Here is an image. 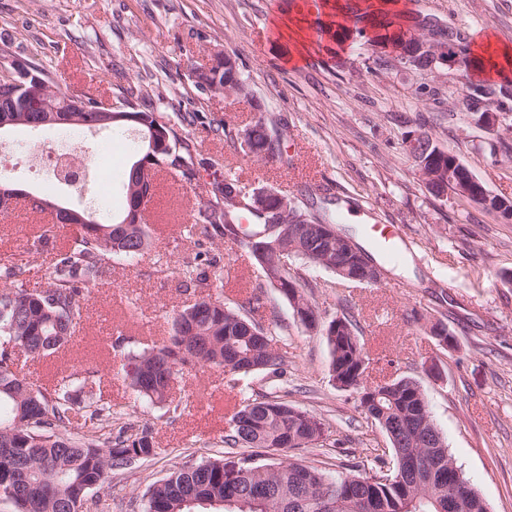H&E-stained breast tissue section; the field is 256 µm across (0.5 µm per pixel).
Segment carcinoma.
I'll use <instances>...</instances> for the list:
<instances>
[{"label": "carcinoma", "instance_id": "obj_1", "mask_svg": "<svg viewBox=\"0 0 512 512\" xmlns=\"http://www.w3.org/2000/svg\"><path fill=\"white\" fill-rule=\"evenodd\" d=\"M398 2L368 0L366 13L374 19L369 41L384 54L400 51L414 57L416 65L428 66L425 53L406 39L413 27L387 20L400 16ZM458 51L467 61L461 69V97L477 102L499 92L507 98L504 88L469 78V71L485 67V58L475 55L467 43H458ZM222 78L227 85L224 97L236 95L241 73L228 53L224 54ZM84 103L83 109L68 113L65 126L127 125L124 120H112L108 112L97 111L96 99L86 97ZM137 116L139 121L133 126L143 131L162 121L169 140L181 144L179 155L185 163L161 166L144 178L134 172V163H128L123 173L124 209L107 222L96 219L82 225L72 243L57 251L47 287L31 291L19 287L17 282L25 273L20 266L0 272V484L16 477L23 484L22 493L11 498L16 512H66L69 504L80 512L91 490L112 489L118 472L155 452L151 426L112 410V401L79 373L50 384L27 377L16 367L19 351L40 359L65 349L83 321L81 286L97 281L111 263L132 265L143 255L149 246L146 210L131 224L123 220L139 206L141 197H154L159 174L186 184L197 180L193 144L182 133L191 115L179 112L173 119L145 98ZM36 117L21 101L13 111L0 112V120L9 121L11 129L25 128ZM268 130L260 117L243 128L224 125V138L262 149ZM456 159L434 143L424 162L449 167ZM235 192L247 193V186L236 176L212 185L211 199L199 211L206 237L247 249L266 278L284 285L280 293L292 308L318 314L303 277L281 263L282 251L296 241L293 235L278 232L262 238L268 243L278 240V247L259 260L251 238L265 232L266 216L234 203ZM466 201L508 215L490 194L472 195ZM299 244L313 254L311 259L296 255L301 262L326 271L339 265L336 242L308 238ZM214 264L216 257L209 251L197 252L184 273L186 288L208 287V268ZM257 305V297L234 305L217 298L203 299L174 314L169 336L161 343L124 355L125 379L137 396L150 406H171L175 412L179 405L170 399V391L189 368H227L242 377H266L264 389L242 400L233 414L224 432L228 451L219 458L179 467L150 484L142 495L144 512H195V503L232 498L235 506H224L222 512H448L450 494L454 495L453 512H488L448 452L420 384L409 377L364 383L366 356L346 316L321 320L308 329L318 330L327 343L336 387L366 394L360 407L386 435L389 447L373 449V457L350 464L348 471L335 477L289 456V451L298 448H340L345 440L280 395L279 380L287 372L288 357L276 347L271 329L252 317ZM412 318L424 322L437 343L448 342V336L438 334V328L446 326L443 319L418 310ZM240 448H260L264 454L240 453ZM373 469L376 474L367 475Z\"/></svg>", "mask_w": 512, "mask_h": 512}]
</instances>
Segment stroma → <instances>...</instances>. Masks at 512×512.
<instances>
[{"mask_svg": "<svg viewBox=\"0 0 512 512\" xmlns=\"http://www.w3.org/2000/svg\"><path fill=\"white\" fill-rule=\"evenodd\" d=\"M364 0H0V64L33 61L57 86L101 101L139 103L196 113L187 132L198 179L159 188L147 205L150 245L139 264L106 267L84 299L85 318L60 354L29 363L31 378L50 380L81 371L102 381L104 395L130 419L150 424L156 453L114 478L112 490H91L84 512H141L148 484L186 463L224 453V431L235 403L259 390L261 376H233L196 367L174 391L177 413L143 407L124 382L125 348L152 344L169 330L174 311L212 295L225 302L260 298L258 321L275 327L288 356V401L340 428L348 441L329 456L308 449L296 457L332 470L362 457L364 439L387 445L368 429L356 390H341L329 372L322 336L306 330L288 302L254 266L244 248L210 243L221 258L210 288L190 291L183 270L199 250L194 225L212 183L235 174L252 187L270 186L309 214L339 215L342 231L373 249L374 228L399 232L396 261H382L379 283L359 284L312 268L307 278L322 320L349 316L369 359L366 379L408 376L421 385L448 450L486 501L489 512H512V221L448 194L436 197L421 182L405 146L425 133L454 155L491 194L512 199V112L488 129L454 111L461 72L452 66L417 68L381 56L366 39L336 40L337 13L358 28ZM406 14L454 30L481 45L487 37L512 46V0H399ZM294 20L307 43L305 59L289 60L294 46L279 24ZM230 54L247 77L262 111L243 99L212 95L194 71ZM265 117L285 134L283 155L258 163L224 139L225 123L244 126ZM65 129L9 131L0 143L14 154L0 158V181L57 202L90 208L101 218L117 211L121 172L137 150L135 129L86 131L75 150L112 161L107 197L43 182L24 162L30 143L55 145ZM77 233L73 224L19 207L0 213V270L23 266V285L46 287L55 248ZM444 318L457 345L441 348L412 310Z\"/></svg>", "mask_w": 512, "mask_h": 512, "instance_id": "1", "label": "stroma"}]
</instances>
